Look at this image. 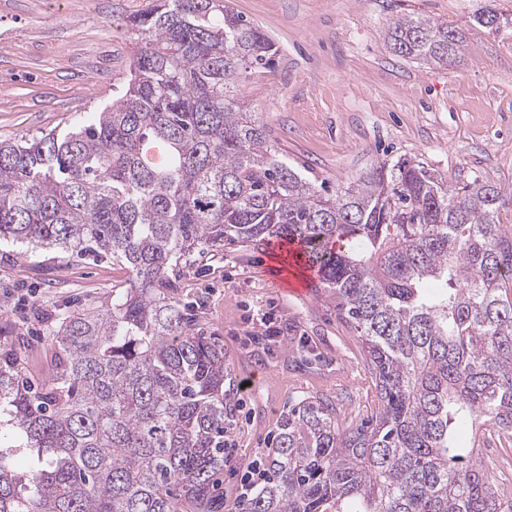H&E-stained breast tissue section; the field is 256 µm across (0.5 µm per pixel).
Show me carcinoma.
Returning a JSON list of instances; mask_svg holds the SVG:
<instances>
[{
    "instance_id": "carcinoma-1",
    "label": "carcinoma",
    "mask_w": 512,
    "mask_h": 512,
    "mask_svg": "<svg viewBox=\"0 0 512 512\" xmlns=\"http://www.w3.org/2000/svg\"><path fill=\"white\" fill-rule=\"evenodd\" d=\"M475 20L512 28L494 4ZM130 33L126 82L89 122L0 140V245L126 271L109 304L50 332L47 377L0 348V512H224V347L177 271L270 238L319 272L372 395L346 427L320 397L289 408L240 512H512L478 460L491 441L512 447V192L399 158L331 193L241 105L244 72L278 47L228 0H149ZM385 40L445 66L464 49L456 27L413 12ZM430 281L445 288L429 296Z\"/></svg>"
}]
</instances>
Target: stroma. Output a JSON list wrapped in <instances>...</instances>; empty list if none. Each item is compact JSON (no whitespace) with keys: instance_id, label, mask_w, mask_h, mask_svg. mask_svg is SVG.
<instances>
[{"instance_id":"stroma-1","label":"stroma","mask_w":512,"mask_h":512,"mask_svg":"<svg viewBox=\"0 0 512 512\" xmlns=\"http://www.w3.org/2000/svg\"><path fill=\"white\" fill-rule=\"evenodd\" d=\"M488 0H231L276 43L273 67L240 95L268 127L280 158L336 188L380 163L412 158L451 184L473 176L512 188V28L478 25ZM146 0H0V140L65 129L110 103L132 62L127 23ZM414 12L457 27L448 66L392 54L388 22ZM274 243L225 246L181 277L206 335L224 346L236 410L224 468V512L262 460L289 406L330 399L340 423L366 412L368 375L356 331L319 282L303 295L269 272ZM124 272L111 260L56 249L0 248V340L47 375L48 331L74 310L102 306ZM278 336L266 338L263 314Z\"/></svg>"}]
</instances>
